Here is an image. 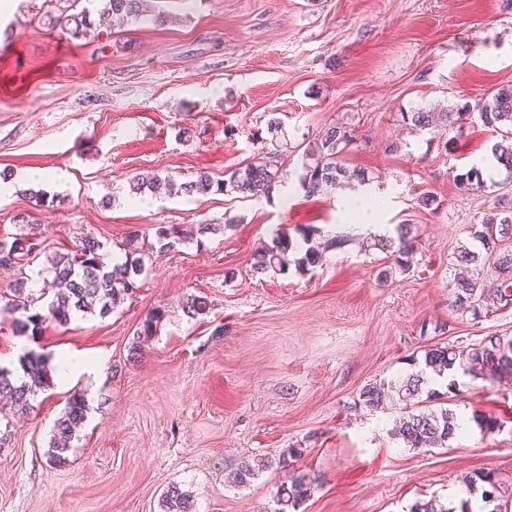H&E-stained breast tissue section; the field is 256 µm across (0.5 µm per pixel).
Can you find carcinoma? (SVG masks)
<instances>
[{
  "mask_svg": "<svg viewBox=\"0 0 512 512\" xmlns=\"http://www.w3.org/2000/svg\"><path fill=\"white\" fill-rule=\"evenodd\" d=\"M103 12L112 18L113 25L121 27L134 19L166 21L162 14H142L141 0H102ZM51 24L74 38H95L92 22L86 11L77 14H60L51 19ZM474 112L483 125L501 132V140L492 147V152L506 172L508 178L502 187L512 184V88H501L474 102H466L455 112L435 107L419 108L406 112L403 121L414 131L438 134L460 130L464 116ZM353 139L351 131L344 125H332L320 138L308 145L304 151L306 161L299 184L307 196L320 195L336 189L351 179L360 184L370 182L369 174L362 170H350L343 159L349 152ZM284 179L279 166L269 161L252 162L233 170L229 178L216 179L207 171L197 172L193 179L177 182L167 176H155L149 180L133 179L130 192L142 195L146 192L168 197L180 195L206 196L212 192L231 190L243 197H268ZM17 223L26 225V231L12 240L0 238V265L15 266L23 270L38 258L43 250L42 232L30 222L26 215H18ZM221 230L219 224H159L155 228V244L161 252H170L176 246L190 241L201 242V236ZM411 226L400 224L396 237H374L373 245L386 252L395 253V264L402 271L410 268L412 257ZM300 238L281 231L255 253L253 272L267 274L283 272L293 265L297 270L308 271L322 262L325 253L340 249L347 242L342 235H328L318 246L310 244L318 231L307 226L298 228ZM476 240L487 253H497V266L502 282L494 292L500 300L510 301L507 290L512 286V252L501 249V242L512 238V213L501 210L489 213L475 233ZM139 234L125 239L119 249L124 251L121 263L105 260L104 244L93 235L80 237L74 253H57L48 260L45 272L51 277V287L41 288L38 293H25L24 280H19L14 294L0 306L10 315L12 330L18 336L36 337L44 323L51 320L67 325L78 313L98 312L104 317L111 313L118 301L136 288L137 277L145 270V250L138 243ZM487 284L480 278H459L454 281L455 306L460 309L475 308L476 293L485 292ZM210 302L205 296L191 295L183 304V312L191 317L206 315ZM50 356L28 351L18 358V367L10 369L0 366V400L9 402V411L28 414L33 409L32 401L37 395L51 387L48 361ZM463 370L475 377L491 381L512 380V339L488 336L472 347H436L424 352L423 367L415 372L387 384H369L359 394V402L367 407L382 408L388 404L403 403L412 406L422 394L437 396L430 384L438 379L449 380L454 386V375ZM89 406L83 396L68 398L62 414L53 427V435L47 452L48 461L57 466L68 462L67 453L71 443L83 426ZM459 425L457 417L449 408L406 411L392 430V435L413 449L445 448L456 435ZM284 469L290 466L288 454L278 461L257 458L243 461L234 473V483L244 487L258 474L272 465ZM463 491L492 507L491 512H512V482L498 477L491 471H471L461 476ZM311 483L303 474H291L282 482L275 494L274 512H296V509L311 496ZM469 500L460 501L459 508L435 507L433 501L419 499L410 512H469ZM163 512H193V500L189 492L177 484L169 485L162 493Z\"/></svg>",
  "mask_w": 512,
  "mask_h": 512,
  "instance_id": "obj_1",
  "label": "carcinoma"
}]
</instances>
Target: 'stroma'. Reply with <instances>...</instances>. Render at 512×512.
I'll use <instances>...</instances> for the list:
<instances>
[{"mask_svg":"<svg viewBox=\"0 0 512 512\" xmlns=\"http://www.w3.org/2000/svg\"><path fill=\"white\" fill-rule=\"evenodd\" d=\"M75 7L95 20L102 4L12 0L0 12V173L12 185L0 236L18 233L22 213L40 224L48 254L89 233L120 261L133 231L149 243L159 224L224 230L152 253L108 316L48 322L34 339L0 317L2 365L27 350L107 362L99 384L54 380L29 414L0 420V512H162L172 483L195 512H273L288 470L270 467L242 488L228 477L241 461L286 451L312 484L298 512H409L419 498L455 506L467 472L512 479V383H436L438 398L420 410L450 408L464 425L444 448L404 447L390 435L402 409L358 403L363 387L411 372L430 346L512 339V301L476 316L454 307L450 287L484 216L512 208V194L499 195L505 170L487 167L499 133L465 123L450 152L401 121L512 86V0H154L164 25L103 24L91 40L48 28V16ZM271 112L284 121L275 136ZM336 123L354 133L347 166L371 180L305 196L303 148ZM269 154L287 178L267 197L129 189L140 174L221 178ZM473 167L482 189L457 187ZM53 169L65 177L44 183L55 201L38 205L28 175ZM426 194L436 206L421 207ZM306 224L347 242L310 272L253 274L276 230ZM400 224L415 238L404 273L369 245ZM191 295L207 296L208 315L183 312ZM156 310L155 335H141ZM77 392L90 412L56 467L52 428ZM478 416L499 429L481 432Z\"/></svg>","mask_w":512,"mask_h":512,"instance_id":"35a3bbf8","label":"stroma"}]
</instances>
